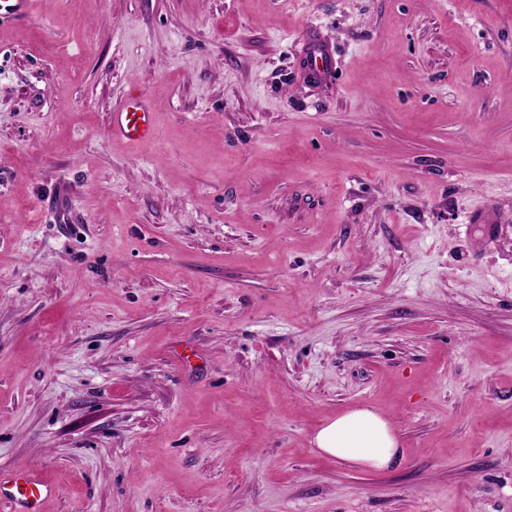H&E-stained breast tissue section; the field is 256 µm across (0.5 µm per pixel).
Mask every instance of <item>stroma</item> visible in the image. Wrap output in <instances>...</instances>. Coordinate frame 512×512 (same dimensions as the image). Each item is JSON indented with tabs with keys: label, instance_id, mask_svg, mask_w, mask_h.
I'll return each mask as SVG.
<instances>
[{
	"label": "stroma",
	"instance_id": "35a3bbf8",
	"mask_svg": "<svg viewBox=\"0 0 512 512\" xmlns=\"http://www.w3.org/2000/svg\"><path fill=\"white\" fill-rule=\"evenodd\" d=\"M310 37L337 79L303 80ZM133 88L159 129L136 151L106 135ZM357 407L395 467L313 445ZM16 468L56 485L45 512H512V0L1 21Z\"/></svg>",
	"mask_w": 512,
	"mask_h": 512
}]
</instances>
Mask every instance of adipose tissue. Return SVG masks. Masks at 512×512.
<instances>
[{
  "label": "adipose tissue",
  "instance_id": "adipose-tissue-1",
  "mask_svg": "<svg viewBox=\"0 0 512 512\" xmlns=\"http://www.w3.org/2000/svg\"><path fill=\"white\" fill-rule=\"evenodd\" d=\"M314 445L338 462L372 471L394 467L402 457L400 439L390 421L369 408H353L328 420Z\"/></svg>",
  "mask_w": 512,
  "mask_h": 512
}]
</instances>
